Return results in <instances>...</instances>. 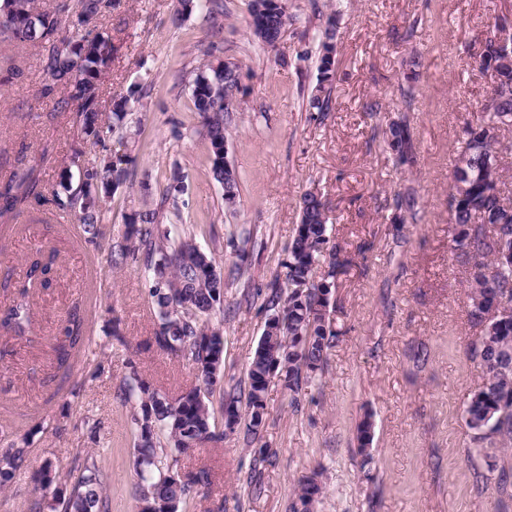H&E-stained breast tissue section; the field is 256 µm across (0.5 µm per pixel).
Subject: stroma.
<instances>
[{"mask_svg": "<svg viewBox=\"0 0 512 512\" xmlns=\"http://www.w3.org/2000/svg\"><path fill=\"white\" fill-rule=\"evenodd\" d=\"M176 7L177 0H117L98 22L117 46L105 97L133 84L145 89L125 145L109 133L104 146L83 144L74 113L55 111L43 93L42 49L0 39V177L34 168L41 194L19 215L0 217V309L16 303L14 284L37 246L58 255L52 288L31 293L30 332H0V441H29L24 466L0 490V512L48 503L39 472L50 463L66 478L78 452L107 475L110 512H137L135 404L118 388L136 371L175 396L194 376L154 343L141 267L112 265L108 248L144 194L161 197L176 166L184 174L183 227L224 271L223 309L210 323L224 332L225 388L247 379L267 319L257 291L285 273L305 192L321 195L330 243L351 262L336 279L339 337L322 373L295 397L279 380L269 384L260 495L247 484L254 447L231 433L183 457L186 469L209 473L196 512H288L298 480L312 473L323 487L318 512H512V471L489 470L463 417L482 381L471 355L480 331L467 321L469 266L448 228L453 147L488 91L474 59L499 19L512 15V0H286L273 49L247 28L249 0H224L216 39L199 11L173 25ZM331 14L332 110L321 119L308 96ZM213 44L241 66V108L226 125L240 184L232 206L211 176L208 142L193 132L200 118L189 82ZM393 120L409 125L414 162L399 165L390 154L384 132ZM106 151L128 154L133 177L109 200L93 244L54 193ZM407 191L419 217L392 223L395 198ZM74 306L90 343L63 372L50 341ZM115 323L124 343L109 337ZM367 413L374 439L364 457L355 430ZM97 420L103 428L93 438L88 425Z\"/></svg>", "mask_w": 512, "mask_h": 512, "instance_id": "stroma-1", "label": "stroma"}]
</instances>
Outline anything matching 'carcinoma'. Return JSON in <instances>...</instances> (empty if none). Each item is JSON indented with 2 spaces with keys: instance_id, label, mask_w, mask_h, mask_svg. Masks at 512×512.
I'll return each instance as SVG.
<instances>
[{
  "instance_id": "obj_1",
  "label": "carcinoma",
  "mask_w": 512,
  "mask_h": 512,
  "mask_svg": "<svg viewBox=\"0 0 512 512\" xmlns=\"http://www.w3.org/2000/svg\"><path fill=\"white\" fill-rule=\"evenodd\" d=\"M116 0H81V9L64 16L66 5L44 7L37 0H0V19L8 31L0 35L17 45H37L46 51L45 70L49 90L65 91L56 108L74 107L84 138L101 143L103 80L112 66L116 46L109 31L97 20L112 11ZM205 12L214 36L224 28L223 0H178L172 22L178 25L195 10ZM249 15L261 19L250 34L273 47L281 37L286 7L275 0H250ZM69 35L59 36L62 23ZM335 19L327 18L324 40L318 52L317 83L309 97V109L325 114L329 110L336 62ZM477 55L481 73L496 71V80L481 103L476 120L465 124L470 137L459 141L448 195L452 228V249L473 261L468 279V322L480 327L475 311L498 296L504 314L481 327L475 357L483 370V381L464 408L467 427L478 443L477 451L495 460L501 470L512 468V265L498 255L512 252V188L497 178L498 172L512 168L501 152V141L490 132L512 133V60ZM192 100L201 118L194 133L209 143L210 170L224 189V198L238 196L236 170L224 165L226 119L224 118V60H214L197 68L192 79ZM135 91L112 98L108 130L127 127ZM395 159L406 164L415 155V143L408 126L394 122L386 135ZM132 176L123 160L106 154L96 167L83 173L77 188L63 183L66 199L58 205L74 212L87 241H95L99 224L107 212L112 194ZM36 181L29 170L15 172L0 183V215L13 211L36 194ZM401 220H417L416 198L403 194L395 199ZM126 231L116 244L121 260L143 259V271L151 282L150 307L158 319L156 345L173 359L196 370L197 384L170 399L152 388L137 372L123 383L124 399L135 400L132 414L136 426L133 468L137 476L135 495L145 504L143 512H189L198 489L209 483L205 470H186L181 455L203 443H219L225 432L216 424L212 398L219 394L220 409L232 413L236 428L255 441L260 439L266 413L269 373L274 363L288 364L281 379L291 394L298 395L316 372L322 369L327 352L338 338L331 311L321 294L333 277L346 272L349 264L335 249L329 251L327 276L316 278L328 244V216L319 194L305 193L299 202V223L284 263L285 278L267 285L264 308L268 312L262 336L250 359L245 389L224 390V337L209 319L224 304V274L193 238L175 225H165L161 208L145 200L126 218ZM56 252L38 249L30 261L27 278L17 283L20 300L0 313V330L15 336L27 333L33 310L28 296L36 287L48 288ZM85 321L78 308L67 313L63 336L54 345L56 368L67 370L75 351L85 347ZM366 413L356 428L358 452L369 456L373 423ZM26 461V448L15 442L0 450V487L7 486ZM72 467L78 477L62 500V512H110L105 476L96 460L76 454ZM322 495L317 473L302 477L289 505L290 512H315Z\"/></svg>"
}]
</instances>
